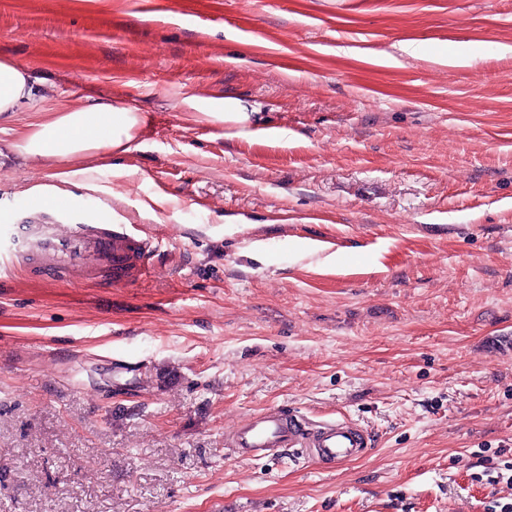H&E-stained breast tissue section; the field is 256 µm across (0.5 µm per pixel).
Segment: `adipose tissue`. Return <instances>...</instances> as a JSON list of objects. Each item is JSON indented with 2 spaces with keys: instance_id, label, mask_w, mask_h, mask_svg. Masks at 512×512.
<instances>
[{
  "instance_id": "ef3b65f1",
  "label": "adipose tissue",
  "mask_w": 512,
  "mask_h": 512,
  "mask_svg": "<svg viewBox=\"0 0 512 512\" xmlns=\"http://www.w3.org/2000/svg\"><path fill=\"white\" fill-rule=\"evenodd\" d=\"M25 108L32 109V121L14 141L0 146V154L32 162L95 160L106 150L128 151L141 123L138 112L130 108L57 102L26 68L0 60V115Z\"/></svg>"
}]
</instances>
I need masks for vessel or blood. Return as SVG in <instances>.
Here are the masks:
<instances>
[{"instance_id":"b4317fda","label":"vessel or blood","mask_w":512,"mask_h":512,"mask_svg":"<svg viewBox=\"0 0 512 512\" xmlns=\"http://www.w3.org/2000/svg\"><path fill=\"white\" fill-rule=\"evenodd\" d=\"M71 208L69 201H61L55 206V219L21 225L17 250L0 255V274L10 275L23 264L49 278L63 277L76 284L105 278L121 287L153 272L158 238L150 227L74 224L66 220ZM225 445L238 458L253 461L269 458L280 448H301L309 460L334 469L366 456L372 442L348 419L313 421L276 407L234 425Z\"/></svg>"}]
</instances>
